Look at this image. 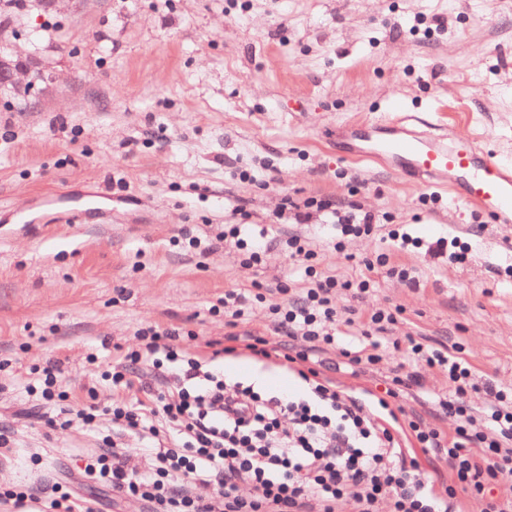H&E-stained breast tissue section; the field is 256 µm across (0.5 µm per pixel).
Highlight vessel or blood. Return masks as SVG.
<instances>
[{
	"label": "vessel or blood",
	"instance_id": "1",
	"mask_svg": "<svg viewBox=\"0 0 512 512\" xmlns=\"http://www.w3.org/2000/svg\"><path fill=\"white\" fill-rule=\"evenodd\" d=\"M341 134L355 141L354 160L383 162L422 187L450 191L495 223H512V161L489 155L474 137L403 110L370 124H346Z\"/></svg>",
	"mask_w": 512,
	"mask_h": 512
}]
</instances>
